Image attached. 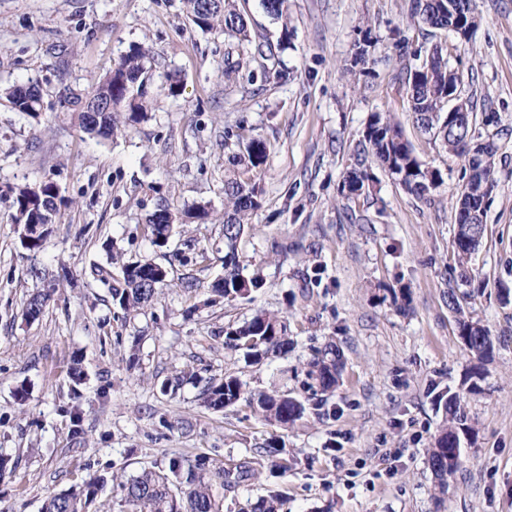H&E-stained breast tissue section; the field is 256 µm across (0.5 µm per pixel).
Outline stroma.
I'll use <instances>...</instances> for the list:
<instances>
[{
	"label": "stroma",
	"instance_id": "1",
	"mask_svg": "<svg viewBox=\"0 0 512 512\" xmlns=\"http://www.w3.org/2000/svg\"><path fill=\"white\" fill-rule=\"evenodd\" d=\"M409 0H288L292 32L260 0H239L253 36L275 48L283 78L249 79L256 62H240L236 40L196 28L183 0H0V86L36 83L39 121L0 98V512H40L47 495L87 474L134 473L174 454L216 461L249 459L261 469L251 486L224 497L239 512L274 478L263 447L279 437L288 466V512H512V0H473L480 18L468 40L411 25ZM369 42L366 64H354ZM448 47L462 94L476 113L475 135L494 149L495 187L482 242L464 265L453 254L451 205L465 184V162L422 134L395 75L397 47ZM147 50L149 120L113 137L88 135L69 120L63 88L86 89L131 45ZM182 92L167 96V75ZM402 123L421 161L443 182L431 202L405 192L372 166L369 195L346 196L352 151L371 113ZM270 146L251 177L262 206L238 245L247 274L262 288L248 298L200 306L204 289L224 272L221 224L177 229L163 248L151 244L145 219L161 201L203 199L224 212V175L241 148L238 130ZM55 182L71 204L43 249L20 243L11 187ZM169 270L153 305L136 316L112 304L119 267L105 249ZM209 260L199 263L198 251ZM56 291L32 322L23 308L43 282ZM198 289H182L183 278ZM409 291L399 309L392 290ZM463 295L495 349L475 390L460 385L475 364L457 337L448 292ZM280 313L294 341L288 354L245 364L224 346V328L255 309ZM140 340V367L123 361ZM336 343L344 355L333 394L309 389L306 367L316 349ZM82 357L85 377L69 368ZM185 368L204 377L238 375L253 390L303 401L307 415L282 429L247 403L221 412L201 406L199 389L176 396L158 384ZM26 401H18V387ZM460 391L474 433L462 464L439 492L427 463L443 418L439 397ZM79 405L80 435L69 410ZM172 428H165V421Z\"/></svg>",
	"mask_w": 512,
	"mask_h": 512
}]
</instances>
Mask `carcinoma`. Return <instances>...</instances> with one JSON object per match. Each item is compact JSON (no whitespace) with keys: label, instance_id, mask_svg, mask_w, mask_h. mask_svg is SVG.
Instances as JSON below:
<instances>
[{"label":"carcinoma","instance_id":"1","mask_svg":"<svg viewBox=\"0 0 512 512\" xmlns=\"http://www.w3.org/2000/svg\"><path fill=\"white\" fill-rule=\"evenodd\" d=\"M184 4L192 23L200 30L220 29L225 36L237 40L251 57H266L264 44L253 40L248 18L240 10L237 0H184ZM261 4L273 21L281 23L280 45L288 46L291 39L288 0H261ZM471 9L470 0H410L409 22L418 27L446 31L454 22L453 14L463 15ZM145 57V50L133 45L118 65L93 83L89 90L65 89L68 111L84 132L107 138L114 134L121 122L133 125L148 118L147 92L142 79ZM413 57L419 64L407 69L405 79L407 110L413 124L439 139L446 152L462 158L460 142L468 134L475 133L474 112L467 113V123L462 129L448 124V86L456 82L457 75L448 67L447 49L436 44L424 54L413 51ZM3 95L16 111L39 121L42 93L37 86L16 84L4 89ZM268 155L267 142L252 137L247 141L244 153L232 158V169L224 176V276L211 284L210 295L203 300L205 306H213L221 299L232 302L262 287L258 278L244 274L238 257V243L250 216L261 203L262 190L252 183L247 173L265 164ZM353 157L354 165L343 184V190L350 195L369 194L373 182L371 161L386 170L407 193L422 201H429L443 182L440 169L430 167L418 158L401 124L380 112L370 115ZM480 165L486 178L484 195L488 196L495 186L493 152L486 153ZM12 193L16 223L55 224L60 219L61 208L67 205L59 188L51 181L18 185ZM172 213L179 216L181 224L213 223L211 205L207 201L200 200L181 209L164 201L147 217L145 224L147 235L159 248L167 246L173 235L174 225L169 222ZM112 260L121 269V277L114 280L110 288L113 305L126 315H137L150 307L157 289L146 286V281L151 280L158 286L164 284L162 277L156 279L154 275L160 273L163 276L168 269L150 260L125 261L118 253L112 255ZM53 292L52 288H43L32 294L23 316L39 319ZM448 309L454 314L461 343L478 361L470 377H479L482 375L481 364L492 357L493 337L487 328L473 320L452 289L448 290ZM292 345L286 320L269 311L260 309L250 319L224 327V347L241 355L249 364L285 355ZM342 365L341 349L328 343L308 362L306 376L320 392H331L339 382ZM186 381L201 385V403L216 412L244 400L266 421L285 429L306 413V406L299 399L276 391H250L231 373L204 381L195 373L182 371L162 380L160 390L174 392ZM439 400L443 402L445 418L427 455L438 487L444 492L447 490L448 463H453L456 468L461 465L462 439L468 437L472 429L467 424L459 393L448 391L439 396ZM282 451L278 439L267 441L265 454L272 475L286 469L278 462ZM259 477V469L246 459L227 468L213 463L207 455L189 459L174 454L160 465L145 468L119 481L118 487L121 502L132 506L135 512H224V502L218 499L215 490H236L252 484ZM105 481L102 475H92L76 489L49 496L41 512H88L102 492ZM287 501L288 491L276 484L267 487L265 494L255 501L247 502L239 512H282Z\"/></svg>","mask_w":512,"mask_h":512}]
</instances>
